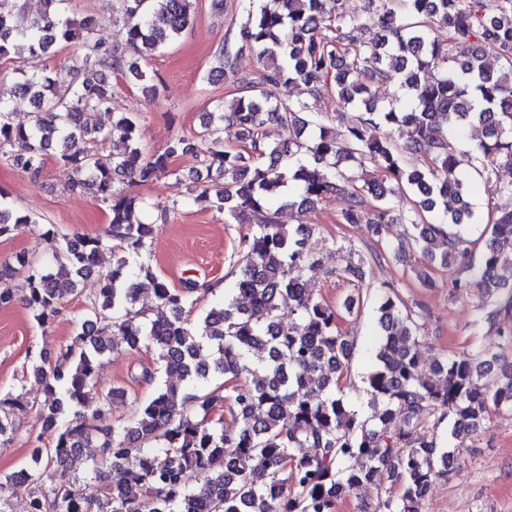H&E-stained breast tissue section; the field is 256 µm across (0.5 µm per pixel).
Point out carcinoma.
<instances>
[{
	"instance_id": "cac0c4a2",
	"label": "carcinoma",
	"mask_w": 512,
	"mask_h": 512,
	"mask_svg": "<svg viewBox=\"0 0 512 512\" xmlns=\"http://www.w3.org/2000/svg\"><path fill=\"white\" fill-rule=\"evenodd\" d=\"M44 2V12L31 17L21 0H0V64L10 70L11 92L33 105L29 122L16 124L0 92V160L38 178L55 159L66 170L65 190L93 195L110 222L94 237L45 230L53 269L25 253L1 262L0 307L17 301L12 281L20 275L23 302L44 326L95 271L108 242L138 262L128 269L121 261L100 275L91 317L63 352L68 371L43 358L32 365L49 394L36 413L54 433V445L47 453L36 448L32 464L0 481V492L24 489L29 512H336L341 499L387 478L399 493L387 497L383 512H420L466 440L493 413L512 411V364L472 351L443 357L422 372L418 322L394 290L385 289L376 298L375 363L365 379L376 424L367 428L343 393L355 344L338 326L359 313L363 296L350 293L337 309L313 298L304 282L305 269L317 263L306 248L310 227L301 224L291 235L278 223L274 203L303 210L342 192V220L364 225L368 236L381 237L387 224L407 225L425 262L417 270L420 284L431 285L430 267H460L448 279L450 293L478 289L479 319L512 342V295L503 307L497 301L501 290L512 291V181L495 182L486 172L494 218L483 229L486 248L478 260L452 231L474 218L456 138L480 126L474 167L494 157L512 168V0H371L381 10L373 30L346 11L344 0H251L237 48H220L206 75L208 83L229 77L248 51L258 60L250 86L228 111L215 105L199 135L177 136L151 154L142 149L137 115L116 110L112 76L158 97L163 83L141 62L190 26L193 0H107L127 18L116 42L93 18L74 23L67 16L70 0ZM460 42L471 43L463 59L454 53ZM64 44L78 51L47 72L20 65L21 49L52 57ZM490 53L500 63L497 72L486 65ZM93 68L97 81L79 80ZM358 71L368 73L367 82L350 78ZM296 82L331 87L338 104L358 112L344 142L309 103L271 101L268 88ZM390 84L398 96L380 108L377 92ZM103 112L112 114L108 126L99 121ZM224 121L237 129L235 148L213 137L212 125ZM269 123L288 136L268 142ZM402 129L407 139L400 146L393 134ZM100 138L115 146L107 162L95 154ZM405 153L426 157L428 166L406 165ZM185 155L207 176L185 204L205 203L221 213L231 201L229 216L249 225L232 297L201 319L193 317L196 287L173 288L155 273L145 253L153 225L142 221L146 202L134 191L176 174L173 162ZM408 193L415 210L395 213L393 200ZM4 196L0 190V236L38 223ZM370 260L358 253L336 275L359 284ZM145 286L156 300L152 317L137 308ZM239 297L248 305L240 306ZM119 341L152 352L154 369L144 378L163 373L167 380L129 420L111 427L99 412L91 423L77 412L91 395L101 393L109 406L126 396L120 387L99 391L97 380L99 358ZM205 346L213 351L209 361L199 358ZM216 378L222 383L214 389L195 392ZM218 403L232 427L211 416ZM21 407L20 398L0 392V445L10 440ZM446 421L456 440L451 448L437 442ZM90 442L102 449L101 459L83 460L80 448ZM355 458L361 465L347 466ZM45 462L82 467L91 477L77 482L63 474L44 493L37 484ZM190 472L203 477L200 486L188 485Z\"/></svg>"
}]
</instances>
